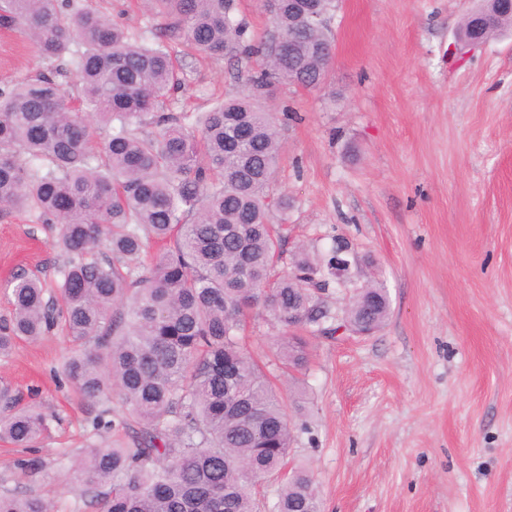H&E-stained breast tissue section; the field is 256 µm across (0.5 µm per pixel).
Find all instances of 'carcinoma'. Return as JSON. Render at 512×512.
<instances>
[{
	"mask_svg": "<svg viewBox=\"0 0 512 512\" xmlns=\"http://www.w3.org/2000/svg\"><path fill=\"white\" fill-rule=\"evenodd\" d=\"M276 0L257 39L234 0H149L168 19L146 42L69 0H0V16L46 59L70 56L79 95L53 76L0 91V209L30 210L56 229L66 261L54 299L23 270L9 285L12 314L0 355L64 325L77 352L61 371L97 405L74 469L83 501L100 512H257L259 480L280 479L268 512H322L309 470L288 466L292 428L280 388L245 346L258 317L282 330L284 368L308 362L309 336L331 318L322 294L352 287L340 326L379 331L391 300L381 283L300 245L288 251L286 195L272 197L281 156L269 88L320 87L333 58L328 28ZM512 29L493 17L485 39ZM213 58L255 59L244 89L206 112L158 111L182 85L168 37ZM151 120L158 131L142 130ZM128 410L119 416L112 397ZM53 415L18 407L0 382V440L34 447ZM0 512H51L40 497L0 493Z\"/></svg>",
	"mask_w": 512,
	"mask_h": 512,
	"instance_id": "cac0c4a2",
	"label": "carcinoma"
}]
</instances>
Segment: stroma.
<instances>
[{
    "mask_svg": "<svg viewBox=\"0 0 512 512\" xmlns=\"http://www.w3.org/2000/svg\"><path fill=\"white\" fill-rule=\"evenodd\" d=\"M135 35L164 18L143 0H73ZM473 0H339L321 88L276 86L289 112L272 194L288 193L290 244L359 258L383 281L385 327L309 339V362L279 374L290 459L313 475L323 512H512V32L455 49ZM168 112H204L242 89L249 62L187 56ZM28 33L0 20V89L46 72ZM64 260L34 212H0V323L11 275L54 283ZM75 350L62 330L18 343L0 378L57 416L33 477L0 442V492L35 491L55 512H93L69 469L97 407L60 380Z\"/></svg>",
    "mask_w": 512,
    "mask_h": 512,
    "instance_id": "stroma-1",
    "label": "stroma"
}]
</instances>
